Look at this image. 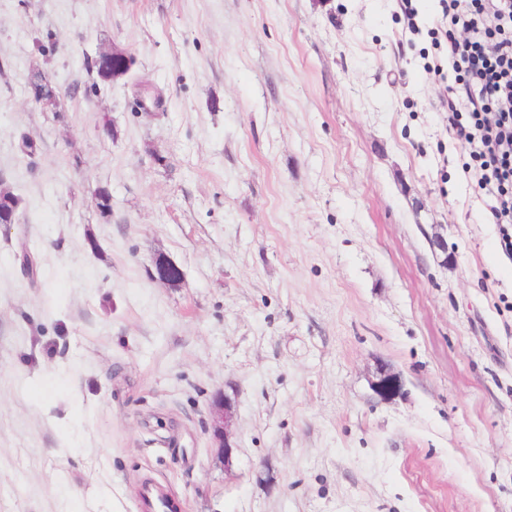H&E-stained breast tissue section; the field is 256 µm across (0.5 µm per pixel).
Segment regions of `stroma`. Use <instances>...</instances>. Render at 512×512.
Returning <instances> with one entry per match:
<instances>
[{"instance_id":"obj_1","label":"stroma","mask_w":512,"mask_h":512,"mask_svg":"<svg viewBox=\"0 0 512 512\" xmlns=\"http://www.w3.org/2000/svg\"><path fill=\"white\" fill-rule=\"evenodd\" d=\"M441 17L0 0V512H139L148 478L179 512H512V256L466 172ZM112 46L135 63L104 82ZM29 88L32 98L36 103L45 104L49 98L51 100L50 103L59 105L61 93L44 73H33L29 80ZM48 94L49 96H47ZM233 417L231 401L224 396V400L216 398L213 407V437L218 443V453L224 458V463H231L233 446L230 442L229 427Z\"/></svg>"}]
</instances>
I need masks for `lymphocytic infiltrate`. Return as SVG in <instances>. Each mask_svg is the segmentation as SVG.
Masks as SVG:
<instances>
[{"label":"lymphocytic infiltrate","mask_w":512,"mask_h":512,"mask_svg":"<svg viewBox=\"0 0 512 512\" xmlns=\"http://www.w3.org/2000/svg\"><path fill=\"white\" fill-rule=\"evenodd\" d=\"M445 38L458 81L459 140L473 161L472 177L495 199L490 212L504 226L501 246L512 254V0H445Z\"/></svg>","instance_id":"f902f5d3"}]
</instances>
